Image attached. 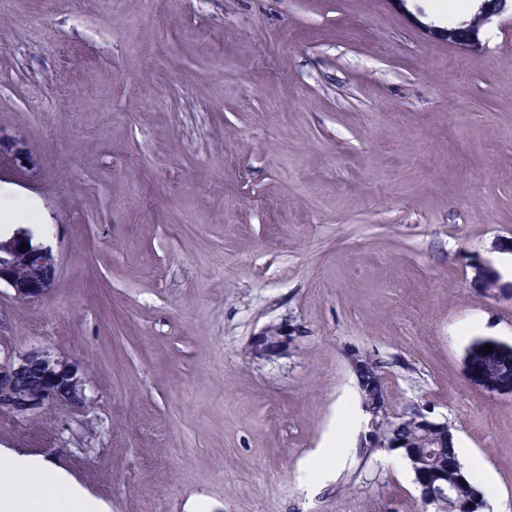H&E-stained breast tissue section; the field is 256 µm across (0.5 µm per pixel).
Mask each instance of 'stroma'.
Wrapping results in <instances>:
<instances>
[{"label":"stroma","mask_w":512,"mask_h":512,"mask_svg":"<svg viewBox=\"0 0 512 512\" xmlns=\"http://www.w3.org/2000/svg\"><path fill=\"white\" fill-rule=\"evenodd\" d=\"M480 7L478 46L447 41ZM510 84L512 0H7L0 185L60 266L43 299L0 288V351L64 353L95 399L0 415V448L107 512H426L399 451L358 450L367 353L512 512V394L465 360L512 345L471 283L512 237ZM270 324L287 355L252 359Z\"/></svg>","instance_id":"stroma-1"}]
</instances>
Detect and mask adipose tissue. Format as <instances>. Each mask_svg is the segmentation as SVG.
Returning a JSON list of instances; mask_svg holds the SVG:
<instances>
[{"instance_id": "adipose-tissue-1", "label": "adipose tissue", "mask_w": 512, "mask_h": 512, "mask_svg": "<svg viewBox=\"0 0 512 512\" xmlns=\"http://www.w3.org/2000/svg\"><path fill=\"white\" fill-rule=\"evenodd\" d=\"M0 512H104L71 476L50 462L0 450Z\"/></svg>"}]
</instances>
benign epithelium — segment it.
<instances>
[{
  "label": "benign epithelium",
  "mask_w": 512,
  "mask_h": 512,
  "mask_svg": "<svg viewBox=\"0 0 512 512\" xmlns=\"http://www.w3.org/2000/svg\"><path fill=\"white\" fill-rule=\"evenodd\" d=\"M19 239L0 240V285H5L20 300H38L52 287L59 259L47 247L28 244L21 249ZM475 284L493 277L498 296L512 300V281H502L491 263L473 264ZM292 336L281 324L270 326L255 336L250 355L257 360H270L287 353ZM375 401L366 408L371 414V431L365 438V448H444L448 444V423L429 418L420 406L414 414L404 411L394 415L389 410L384 379L374 377ZM92 387L79 364L61 352L34 346L0 354V415L26 419L46 413L52 408L82 410L92 401ZM411 416L423 432V439L412 444H396L388 430L398 425V419ZM414 474V481L427 501L445 508L448 504V486L439 482L437 475L423 464L422 454L405 456Z\"/></svg>",
  "instance_id": "7a95c632"
}]
</instances>
